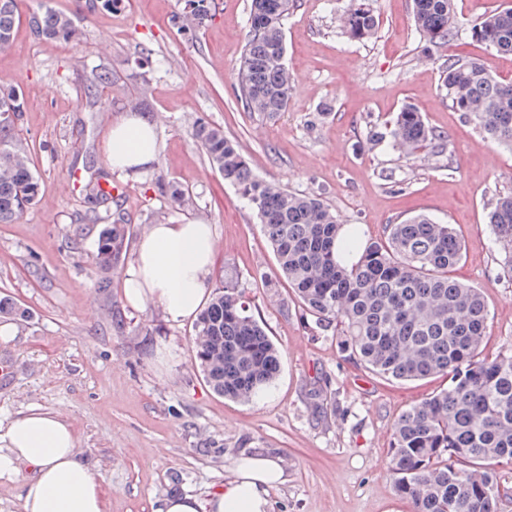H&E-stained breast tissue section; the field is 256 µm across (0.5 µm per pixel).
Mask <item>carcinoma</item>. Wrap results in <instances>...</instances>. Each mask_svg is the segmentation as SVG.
<instances>
[{
	"label": "carcinoma",
	"mask_w": 512,
	"mask_h": 512,
	"mask_svg": "<svg viewBox=\"0 0 512 512\" xmlns=\"http://www.w3.org/2000/svg\"><path fill=\"white\" fill-rule=\"evenodd\" d=\"M214 0H184L174 26L192 34L213 11ZM295 0H251L249 32L237 73V97L249 112L273 116L288 107L291 74L283 21ZM125 0H86L89 11L119 12ZM415 27L432 44L458 33L455 0H413ZM17 0H0V50L13 41ZM77 16L50 10L34 14L36 36L74 41ZM349 38L375 34L378 21L366 0H354L343 19ZM470 38L512 54V8L495 9L470 29ZM453 106L484 138L512 149V82L477 59L450 58L441 71ZM24 111L20 86L0 83V100ZM0 124V223L16 222L38 198L39 177L27 153ZM389 136L406 155L440 148L439 135L411 105L393 120ZM193 137L208 162L250 204L273 250L281 278L305 315L333 328L346 355L395 380L448 376V388L412 405L395 421L390 468L399 497L414 512H499L494 465L512 461V354L482 351L488 325L483 292L458 281L451 270L464 248L451 224L416 215L389 226L381 241H365L358 227L339 223L320 198L292 192L257 176L224 129L204 120ZM168 204L189 202L181 187ZM488 224L504 266L512 273V195L497 198ZM131 227L115 221L99 236L93 261L110 272L131 239ZM195 357L218 395L249 402L275 381L281 356L242 292L228 283L215 289L194 326Z\"/></svg>",
	"instance_id": "obj_1"
}]
</instances>
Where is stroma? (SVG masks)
Instances as JSON below:
<instances>
[{"mask_svg":"<svg viewBox=\"0 0 512 512\" xmlns=\"http://www.w3.org/2000/svg\"><path fill=\"white\" fill-rule=\"evenodd\" d=\"M250 2L217 0L212 19L184 36L172 26L179 0H126L112 13L87 12L77 0H19L0 79L24 93L12 139L26 149L41 192L19 221L0 224V297L24 310L0 315L17 331L0 343V422L33 409L66 411L104 512H157L173 492L207 497L232 479L239 458L257 453L279 458L286 472L270 492L272 512H412L388 470L392 426L447 387V377L387 380L350 360L333 331L302 320L277 282L261 224L211 169L192 131L201 119L223 127L257 175L321 198L368 239H384L389 224L416 213L453 224L465 247L454 275L488 304L483 352L512 354V275L486 222L495 199L512 194V152L483 138L440 79L453 56L512 81V55L469 36L512 0H456L459 34L438 46L415 28L411 0H372L379 28L363 41L343 31L348 0H297L284 21L294 88L287 110L270 118L236 98ZM48 7L77 12L78 40L33 33L30 15ZM97 68L110 80L87 92ZM139 102L156 126L157 157L138 174L110 172L109 131ZM327 102L331 112L320 115ZM408 104L441 135V152L409 157L392 142L369 141ZM94 178L116 187L115 201L88 204ZM170 184L188 190L185 210L166 206L160 191ZM106 214L139 237L152 224L214 225L212 287L233 282L282 354L263 395L238 403L213 393L191 323L125 301L136 244L100 288L92 254Z\"/></svg>","mask_w":512,"mask_h":512,"instance_id":"obj_1","label":"stroma"}]
</instances>
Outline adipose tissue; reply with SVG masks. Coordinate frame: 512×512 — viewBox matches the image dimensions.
<instances>
[{
	"instance_id": "obj_1",
	"label": "adipose tissue",
	"mask_w": 512,
	"mask_h": 512,
	"mask_svg": "<svg viewBox=\"0 0 512 512\" xmlns=\"http://www.w3.org/2000/svg\"><path fill=\"white\" fill-rule=\"evenodd\" d=\"M157 154L154 125L131 112L113 124L104 163L114 172L139 173ZM215 246L212 225H152L126 270V301L140 308L159 307L173 322L195 318L210 294ZM24 465L33 475L21 486L23 512H104L100 482L78 453L65 411L32 410L0 427V478L13 479ZM283 480L278 459L245 456L224 487L204 498L171 493L159 512H272L269 493Z\"/></svg>"
}]
</instances>
